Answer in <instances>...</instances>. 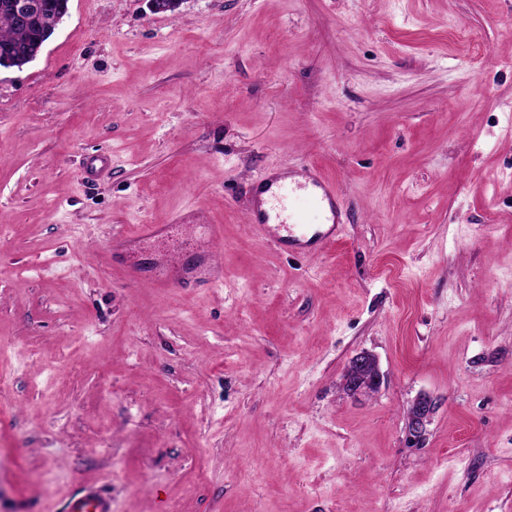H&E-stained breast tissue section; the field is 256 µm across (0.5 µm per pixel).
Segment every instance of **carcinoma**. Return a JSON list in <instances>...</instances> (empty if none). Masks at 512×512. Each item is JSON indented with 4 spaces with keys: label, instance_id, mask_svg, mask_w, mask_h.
<instances>
[{
    "label": "carcinoma",
    "instance_id": "obj_1",
    "mask_svg": "<svg viewBox=\"0 0 512 512\" xmlns=\"http://www.w3.org/2000/svg\"><path fill=\"white\" fill-rule=\"evenodd\" d=\"M10 0H0V59L7 58L19 67L29 63L39 41L55 31L63 4L68 0H37L42 5L39 20L30 28L15 22L4 5Z\"/></svg>",
    "mask_w": 512,
    "mask_h": 512
}]
</instances>
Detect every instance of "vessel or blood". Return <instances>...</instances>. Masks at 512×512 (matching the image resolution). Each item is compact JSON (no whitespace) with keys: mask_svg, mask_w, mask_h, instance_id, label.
<instances>
[{"mask_svg":"<svg viewBox=\"0 0 512 512\" xmlns=\"http://www.w3.org/2000/svg\"><path fill=\"white\" fill-rule=\"evenodd\" d=\"M316 223H308V215ZM341 203L334 181L315 168L301 178L276 175L260 184L248 214L251 229L291 255L327 251L341 234ZM64 512H112V499L94 488L70 495Z\"/></svg>","mask_w":512,"mask_h":512,"instance_id":"b4317fda","label":"vessel or blood"}]
</instances>
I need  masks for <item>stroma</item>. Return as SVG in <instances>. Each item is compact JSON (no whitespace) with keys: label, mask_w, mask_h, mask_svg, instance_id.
I'll return each mask as SVG.
<instances>
[{"label":"stroma","mask_w":512,"mask_h":512,"mask_svg":"<svg viewBox=\"0 0 512 512\" xmlns=\"http://www.w3.org/2000/svg\"><path fill=\"white\" fill-rule=\"evenodd\" d=\"M311 165L344 228L297 258L249 188ZM0 369V512H512V0H70L0 72ZM170 225H158V224H140L138 225L134 231H132V237L121 239V240H113L119 246H123L129 242H144L150 241L154 239H159L163 237L165 232L169 230ZM192 274L200 278L197 283L215 284L221 279L220 271L211 265L206 267H194L190 270H159L151 276L152 287L157 291L164 292L169 288H176L180 285L179 279L182 275ZM383 375L376 358L368 352H360L349 362L342 381V390L349 396L361 397L379 391ZM435 407L436 401L427 393L419 394L412 401L405 426V440L408 445L419 447L424 444ZM64 512H112V498L95 488L83 489L67 498Z\"/></svg>","instance_id":"stroma-1"}]
</instances>
